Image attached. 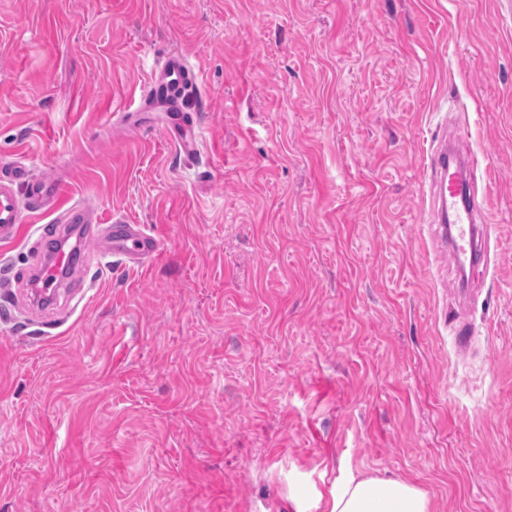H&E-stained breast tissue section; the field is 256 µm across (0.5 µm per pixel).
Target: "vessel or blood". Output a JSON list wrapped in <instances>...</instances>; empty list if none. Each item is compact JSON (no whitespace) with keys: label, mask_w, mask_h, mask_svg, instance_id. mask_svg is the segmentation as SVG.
Segmentation results:
<instances>
[{"label":"vessel or blood","mask_w":512,"mask_h":512,"mask_svg":"<svg viewBox=\"0 0 512 512\" xmlns=\"http://www.w3.org/2000/svg\"><path fill=\"white\" fill-rule=\"evenodd\" d=\"M195 79L187 56L178 50L162 55L142 96L144 110L161 112L167 117L165 134L179 152L191 155L197 150L192 120L185 99ZM430 170L429 221L449 226L444 240L455 262L478 272L486 266L490 228L480 224L481 207L476 190V166H464L448 150L447 139H440L428 156ZM64 186L52 179L31 175L20 165H12L7 175L0 176V241L17 238L23 212L48 215L47 223L36 230L35 247L45 261L34 269L32 276L43 282L44 297H53L62 287L61 273L88 255L113 256L125 263H138L157 255L161 241L132 224L121 215H113L111 224L93 229V214L84 204L66 205ZM91 242L93 252H78L66 248L71 236ZM448 323L452 346L458 359L474 352L475 338L464 316L449 311Z\"/></svg>","instance_id":"1"}]
</instances>
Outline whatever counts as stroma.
I'll list each match as a JSON object with an SVG mask.
<instances>
[{"label": "stroma", "mask_w": 512, "mask_h": 512, "mask_svg": "<svg viewBox=\"0 0 512 512\" xmlns=\"http://www.w3.org/2000/svg\"><path fill=\"white\" fill-rule=\"evenodd\" d=\"M197 74L196 156L136 107ZM491 171L490 261L429 223L443 129ZM145 226L0 318V512H318L342 462L512 512V0H0V167ZM448 323L452 333V346L459 360H466L474 353L475 337L466 318L455 310L448 313Z\"/></svg>", "instance_id": "35a3bbf8"}]
</instances>
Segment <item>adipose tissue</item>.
Wrapping results in <instances>:
<instances>
[{"mask_svg": "<svg viewBox=\"0 0 512 512\" xmlns=\"http://www.w3.org/2000/svg\"><path fill=\"white\" fill-rule=\"evenodd\" d=\"M323 512H430V497L415 484L349 466L330 488Z\"/></svg>", "mask_w": 512, "mask_h": 512, "instance_id": "ef3b65f1", "label": "adipose tissue"}]
</instances>
